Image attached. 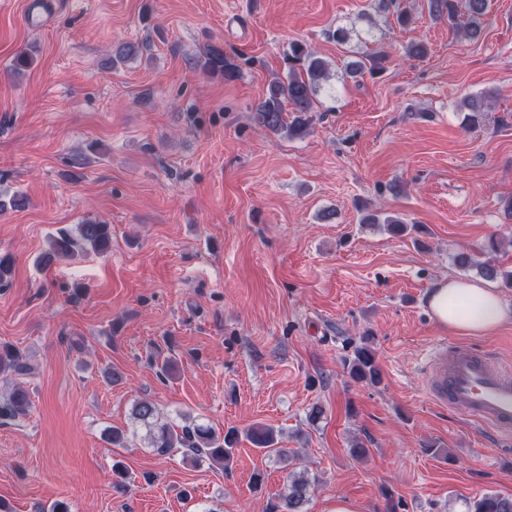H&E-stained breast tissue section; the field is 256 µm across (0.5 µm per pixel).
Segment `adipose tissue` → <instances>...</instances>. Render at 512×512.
I'll return each instance as SVG.
<instances>
[{
	"label": "adipose tissue",
	"instance_id": "1",
	"mask_svg": "<svg viewBox=\"0 0 512 512\" xmlns=\"http://www.w3.org/2000/svg\"><path fill=\"white\" fill-rule=\"evenodd\" d=\"M427 305L443 329L459 336H490L512 323V306L479 280H440Z\"/></svg>",
	"mask_w": 512,
	"mask_h": 512
}]
</instances>
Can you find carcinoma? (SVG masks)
Wrapping results in <instances>:
<instances>
[{"label": "carcinoma", "mask_w": 512, "mask_h": 512, "mask_svg": "<svg viewBox=\"0 0 512 512\" xmlns=\"http://www.w3.org/2000/svg\"><path fill=\"white\" fill-rule=\"evenodd\" d=\"M427 5L433 17L448 19L464 38L476 40L482 35L487 0H427ZM284 62L288 65L286 77L267 85L264 98L254 108V119L276 135L283 133L293 137L309 130L313 120L312 112L316 109L317 89L329 79L330 71L329 63L316 56L302 41L290 43ZM201 66L209 73L223 75L227 82L236 80L240 74L234 59L219 46L207 49ZM463 104L468 110V123L473 128L480 125L485 112L491 108L490 100L483 95H471L464 99ZM27 203V197L20 193L0 197V215L9 210L22 209ZM362 223L383 224L393 235H403L411 230L420 231L418 225H409L396 215L382 219L370 215L364 217ZM111 238L112 231L108 224L92 220L77 224L75 232L63 231L50 240L48 250L40 256V265L49 268L58 261L72 258L78 248L103 252L108 249ZM498 252V243L492 238L483 248L484 258L478 259L462 252L455 256V262L461 268H475L484 278L499 280L505 287L512 288V270H505L499 264L495 258ZM344 368L355 383L377 385L381 382L376 354L368 345L355 348L344 361ZM30 371L31 367L15 347L7 343L0 344V375L8 372L27 375ZM30 406L29 389L16 384L6 399L0 402V418L16 420L24 417ZM131 416L134 423L149 429L151 446L161 452L169 448H189L196 456L222 465L230 462L235 448L245 438L286 467L296 456V452L278 447L275 431L265 425H254L242 433L230 429L220 438L209 427L193 421L182 426L161 421L155 403L147 399L133 405ZM310 492V478L291 471L284 491L279 494L277 503L268 508V512H306ZM467 512H512V498L486 493L468 502Z\"/></svg>", "instance_id": "cac0c4a2"}]
</instances>
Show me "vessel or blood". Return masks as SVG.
<instances>
[{
  "mask_svg": "<svg viewBox=\"0 0 512 512\" xmlns=\"http://www.w3.org/2000/svg\"><path fill=\"white\" fill-rule=\"evenodd\" d=\"M423 370L434 404L453 408L500 441H512V373L469 346L441 342L427 354Z\"/></svg>",
  "mask_w": 512,
  "mask_h": 512,
  "instance_id": "1",
  "label": "vessel or blood"
}]
</instances>
